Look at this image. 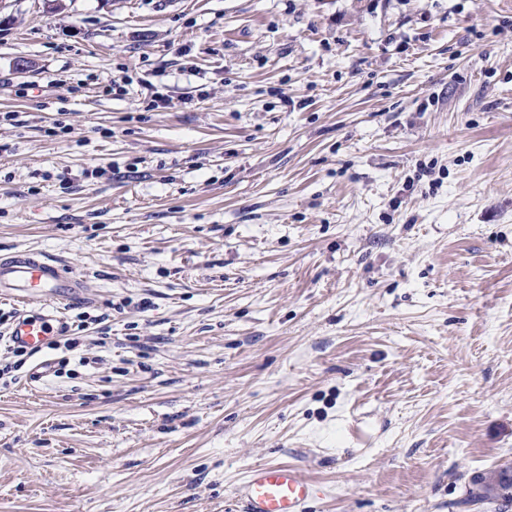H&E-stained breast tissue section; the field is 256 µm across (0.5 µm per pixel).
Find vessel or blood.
Instances as JSON below:
<instances>
[{"label":"vessel or blood","instance_id":"b4317fda","mask_svg":"<svg viewBox=\"0 0 512 512\" xmlns=\"http://www.w3.org/2000/svg\"><path fill=\"white\" fill-rule=\"evenodd\" d=\"M83 282L59 261L20 251L0 258V301H11L18 314L9 334L16 344L41 351L62 335L65 308L81 300ZM325 489L303 470L288 464L253 467L234 490L236 512H304Z\"/></svg>","mask_w":512,"mask_h":512}]
</instances>
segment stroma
I'll list each match as a JSON object with an SVG mask.
<instances>
[{
  "label": "stroma",
  "mask_w": 512,
  "mask_h": 512,
  "mask_svg": "<svg viewBox=\"0 0 512 512\" xmlns=\"http://www.w3.org/2000/svg\"><path fill=\"white\" fill-rule=\"evenodd\" d=\"M4 112L0 258L92 321L0 378V512H233L264 463L305 512H499L512 0H0ZM506 469L512 470V467L506 466V468L498 471L474 474L470 479L467 501L474 504L495 503L496 501L491 495L492 488L495 486H501L503 490L508 491L510 496H512V481L504 483L500 480L501 472H505Z\"/></svg>",
  "instance_id": "obj_1"
}]
</instances>
